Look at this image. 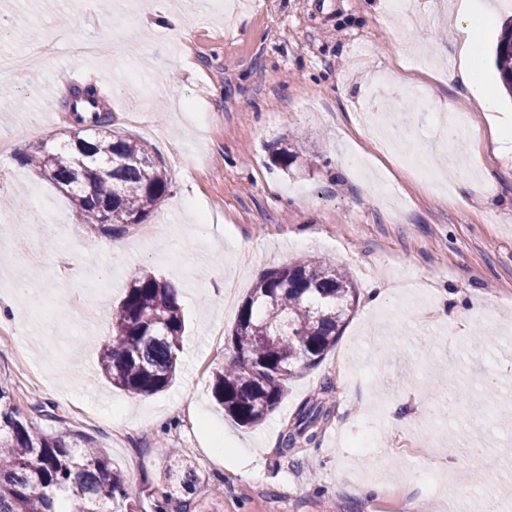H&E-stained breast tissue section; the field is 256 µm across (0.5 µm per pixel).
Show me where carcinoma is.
<instances>
[{
    "label": "carcinoma",
    "mask_w": 512,
    "mask_h": 512,
    "mask_svg": "<svg viewBox=\"0 0 512 512\" xmlns=\"http://www.w3.org/2000/svg\"><path fill=\"white\" fill-rule=\"evenodd\" d=\"M511 45L512 21L502 26L494 50L499 79L512 97ZM98 100L93 85L72 90L66 106L75 124L90 131L112 124V113ZM86 153L105 168L79 164ZM297 156L284 147L271 159L286 170ZM21 161L70 197L93 235H120L144 223L171 192L153 148L114 129L88 135L77 150L37 141ZM357 298L343 269L315 257L262 274L228 336L232 362L212 372L219 409L241 426L263 422L285 395L288 380L336 345ZM183 330L175 287L151 270L142 271L113 312L111 336L95 344L102 375L132 395L164 391L174 376ZM332 390L334 384L325 381L320 396L298 408L291 429L281 435L282 447L292 449L302 438L316 440L318 427L331 416L321 395ZM164 454L163 475L147 487L150 512L196 509L197 467L173 448ZM104 503L110 512H144V503L130 499L123 473L100 449L65 429L35 431L11 404L8 379L0 375V512H99Z\"/></svg>",
    "instance_id": "obj_1"
}]
</instances>
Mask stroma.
I'll use <instances>...</instances> for the list:
<instances>
[{"label": "stroma", "instance_id": "obj_1", "mask_svg": "<svg viewBox=\"0 0 512 512\" xmlns=\"http://www.w3.org/2000/svg\"><path fill=\"white\" fill-rule=\"evenodd\" d=\"M164 2L181 28L154 0H0V55L31 64L0 72V196L25 195L0 210L12 403L40 433L54 426L42 409L56 408L140 501L163 442L198 465L195 499L218 498L220 512H379L381 495L364 488L392 482L415 512H485L489 499L512 512V144L490 132L512 129L492 54L512 0H489L496 17L474 45L491 110L446 79L459 62L453 0H416L410 22L390 0H250L231 14L225 0ZM71 73L172 180L120 253L17 160L72 134ZM445 98L467 126L436 151ZM296 141L291 171L272 165ZM488 168L496 184L484 191ZM303 255L348 273L355 313L264 423L239 426L211 398L212 371L229 362L228 334L260 276ZM143 268L176 285L185 332L172 384L134 397L101 376L89 340L110 334ZM392 279L407 288L373 303ZM328 377L331 418L315 442L284 450L282 433ZM361 430L375 435L363 453L347 445Z\"/></svg>", "mask_w": 512, "mask_h": 512}]
</instances>
